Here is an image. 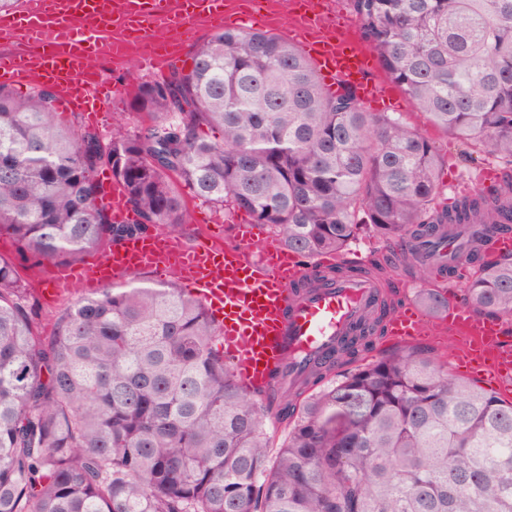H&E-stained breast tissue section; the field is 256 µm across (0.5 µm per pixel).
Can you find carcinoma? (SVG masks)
I'll list each match as a JSON object with an SVG mask.
<instances>
[{"label": "carcinoma", "instance_id": "1", "mask_svg": "<svg viewBox=\"0 0 512 512\" xmlns=\"http://www.w3.org/2000/svg\"><path fill=\"white\" fill-rule=\"evenodd\" d=\"M368 50L427 121L512 164V0H345ZM175 80L137 85L149 122L108 140L61 120L55 92L0 86V233L20 254L74 261L185 222V194L243 210L307 258L358 231L451 233L477 263L463 300L512 317V256L486 260L512 223V175L435 205L439 157L398 112L325 88L295 45L226 26ZM135 224L98 203V170ZM337 265L294 286L384 280ZM30 288L0 255V512H512V402L396 346L352 366L390 311L379 295L327 356L251 395L224 363L219 325L174 282L103 288L39 335ZM343 368L335 378L332 371ZM312 394L307 391L317 385ZM290 426L270 455L265 419Z\"/></svg>", "mask_w": 512, "mask_h": 512}]
</instances>
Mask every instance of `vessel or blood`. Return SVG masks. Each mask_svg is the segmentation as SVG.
Here are the masks:
<instances>
[{"label": "vessel or blood", "instance_id": "vessel-or-blood-1", "mask_svg": "<svg viewBox=\"0 0 512 512\" xmlns=\"http://www.w3.org/2000/svg\"><path fill=\"white\" fill-rule=\"evenodd\" d=\"M294 32L319 73L332 85L356 88L364 104L383 98L371 81L362 50L335 33L327 0H293ZM227 25L224 0H29L26 10L0 16V38L23 33L36 52L1 53L0 83L18 89L49 85L57 104L101 122L112 100L99 62L122 63L143 45L140 65L149 71L175 62L191 25ZM102 204L114 221L134 214L120 186L105 185ZM237 242L210 235L189 247L165 232L134 237L115 245L92 270L59 269L57 286L78 288L88 275L109 283L132 272L150 270L192 288L206 305L224 315V358L248 390L264 389L272 372L294 355H325L346 325L373 302L377 289L368 279L338 281L296 299L292 288L310 268L282 243L266 239L251 256L253 227H235ZM387 334L398 342L421 336L453 337L456 361L493 373L512 384V332L502 321L480 317L470 305L449 301L447 309L427 313L406 304L391 316Z\"/></svg>", "mask_w": 512, "mask_h": 512}]
</instances>
